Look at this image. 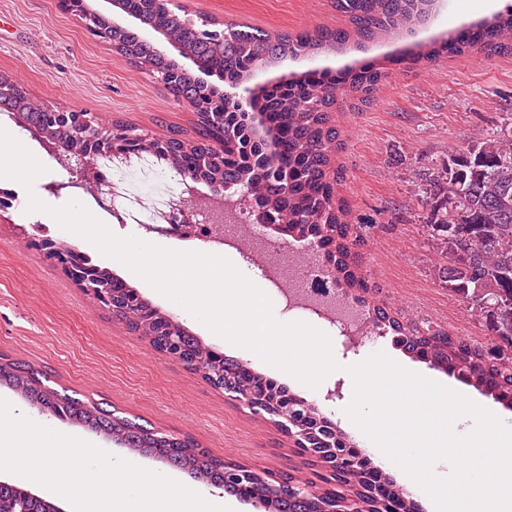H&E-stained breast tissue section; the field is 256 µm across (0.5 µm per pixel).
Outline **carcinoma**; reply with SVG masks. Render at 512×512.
Here are the masks:
<instances>
[{
  "label": "carcinoma",
  "instance_id": "obj_1",
  "mask_svg": "<svg viewBox=\"0 0 512 512\" xmlns=\"http://www.w3.org/2000/svg\"><path fill=\"white\" fill-rule=\"evenodd\" d=\"M121 11L152 28L165 23L179 53L197 70L214 73L234 89L250 80L258 64L281 62L322 50L339 51L361 40L393 37L414 24L427 21L435 0H335L336 10L349 22L339 29L271 36L248 25L197 21L179 14L172 0H119ZM96 37L111 44L126 58L155 77L171 75L176 60L155 50L133 28L113 29L101 23ZM478 50L486 57L512 51V9L506 8L475 25L448 34L440 41L416 46L417 61H434ZM385 77L374 64L350 69L335 80L309 71L299 77L266 83L243 102L226 92L201 84H183L182 101L196 113L198 138L185 141L165 138L172 169L188 172L202 182L224 185L223 196L251 201L252 209L271 213L279 228L275 237L297 242L318 237L336 283L354 295L363 307L373 286L362 270L359 248L373 226L354 224L345 201L336 195L342 179L336 158L340 134L332 123L339 101L359 111L368 106ZM23 114L37 128L59 134V118L27 96L0 99V109ZM120 153L152 152L125 136H117ZM430 206L427 236L436 250V277L448 295L466 304L485 320L495 336L492 347L446 330L420 328L394 317L386 307L372 306V324L392 333L407 353L435 368L458 374L467 384L512 409V135L473 141L466 149H453L448 159L419 189ZM46 257L66 275L95 265L92 257L52 238L36 237ZM111 288L115 317L129 330L149 339L161 354H168L227 395L244 402L254 412L266 414L286 433L297 437V446L318 459L328 472L324 483L297 498L294 478L281 485L247 475L248 468L228 465L189 438L157 432L127 416L59 391L48 377L30 364L0 357V385L6 384L32 405L60 421L78 424L133 451L156 456L187 472L192 478L239 498H259L267 512H325L356 499L366 512H415L409 496L369 459L353 454L352 466L338 469L336 462L318 454L320 448H352L350 438L321 415L312 404L287 387L250 366L224 356L204 344L187 327L154 305L124 280L104 271ZM5 512H55L51 502L35 503L21 485L0 487Z\"/></svg>",
  "mask_w": 512,
  "mask_h": 512
}]
</instances>
